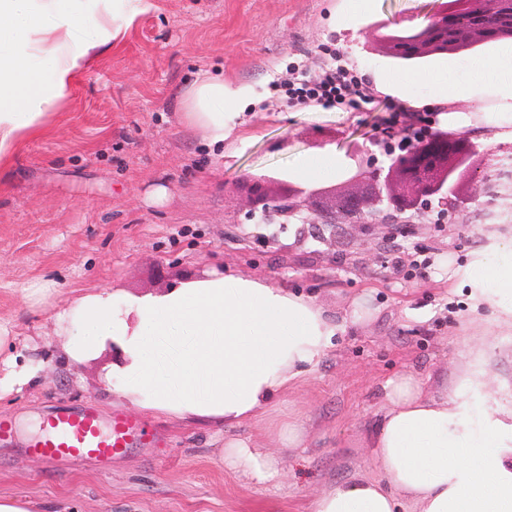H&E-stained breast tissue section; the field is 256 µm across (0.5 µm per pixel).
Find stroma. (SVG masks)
<instances>
[{"mask_svg":"<svg viewBox=\"0 0 512 512\" xmlns=\"http://www.w3.org/2000/svg\"><path fill=\"white\" fill-rule=\"evenodd\" d=\"M425 0H375L348 19L349 0H147L116 45L95 51L44 131L22 140L0 175V320L13 334L0 345V379L16 359L42 361L39 378L0 391V418L14 426L0 446V496L27 498L40 512H311L330 484L379 478L366 445L389 406V379L413 374L436 396L456 375L449 360L495 330L490 312L473 316L450 268L469 262L489 226L476 214L489 198L441 224L398 218L379 228L390 243L364 265L355 228L335 247L303 224L280 232L246 222L240 184L251 175L291 178L309 155L346 157L353 144L381 139L385 107L347 112L271 101L269 84L290 54L335 41L371 81L383 84L390 58L367 50L361 31ZM224 80V152L185 122L180 99L199 73ZM258 234L271 241L259 247ZM423 252L407 278L393 258ZM221 269L311 298L341 324L333 346L261 422L224 434L147 418L167 448H134L108 470L85 463L46 469L27 453L37 423L59 405L117 412L103 379L111 352L83 364L59 357L55 306L72 290L160 292ZM57 293L30 298L38 279ZM367 313L355 316L357 305ZM301 428L299 447L282 452L286 473L258 485L225 469L227 439L268 448L284 421Z\"/></svg>","mask_w":512,"mask_h":512,"instance_id":"35a3bbf8","label":"stroma"}]
</instances>
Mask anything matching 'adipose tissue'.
<instances>
[{
  "label": "adipose tissue",
  "instance_id": "1",
  "mask_svg": "<svg viewBox=\"0 0 512 512\" xmlns=\"http://www.w3.org/2000/svg\"><path fill=\"white\" fill-rule=\"evenodd\" d=\"M145 0H0V172L21 141L43 130L71 93L85 59L119 41ZM499 53L472 57L465 88L506 91L488 112L493 141L512 140V67ZM224 83L201 76L181 102L188 124L224 140ZM472 310L512 328V239L488 235L453 272ZM56 332L69 363L112 353L104 377L114 398L140 413L204 429L262 417L332 346L340 326L314 302L282 288L214 271L156 294L88 292L60 307ZM487 333L467 347L445 393L424 396L415 376L389 380V407L368 443L380 479L333 484L313 512H512V382L493 361ZM225 468L259 484L278 482L275 451L225 442Z\"/></svg>",
  "mask_w": 512,
  "mask_h": 512
}]
</instances>
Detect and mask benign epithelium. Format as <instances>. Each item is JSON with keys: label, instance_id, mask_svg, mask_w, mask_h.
<instances>
[{"label": "benign epithelium", "instance_id": "1", "mask_svg": "<svg viewBox=\"0 0 512 512\" xmlns=\"http://www.w3.org/2000/svg\"><path fill=\"white\" fill-rule=\"evenodd\" d=\"M386 25L401 29L388 44L371 25L362 30L365 43L410 60L426 51L456 53L458 40L475 35L486 45L512 41V0H432L422 8L399 14ZM489 151L480 149L466 131L452 137H431L411 150L390 156L387 169L375 167L370 150L352 146V163L344 178L330 185L303 186L265 175L251 176L244 186L245 219L261 217L265 224H322L336 245V225L353 224L362 237L363 260L380 261L379 216L383 212L422 214L432 202L456 211L482 195L493 183L485 166Z\"/></svg>", "mask_w": 512, "mask_h": 512}]
</instances>
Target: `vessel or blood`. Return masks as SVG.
<instances>
[{"label":"vessel or blood","mask_w":512,"mask_h":512,"mask_svg":"<svg viewBox=\"0 0 512 512\" xmlns=\"http://www.w3.org/2000/svg\"><path fill=\"white\" fill-rule=\"evenodd\" d=\"M147 435L143 421L120 413L112 414L105 422L93 407H62L49 417L27 450L54 469L64 463L87 460L104 467L113 456L128 449L142 447L148 442L153 447H160V440H148Z\"/></svg>","instance_id":"b4317fda"}]
</instances>
